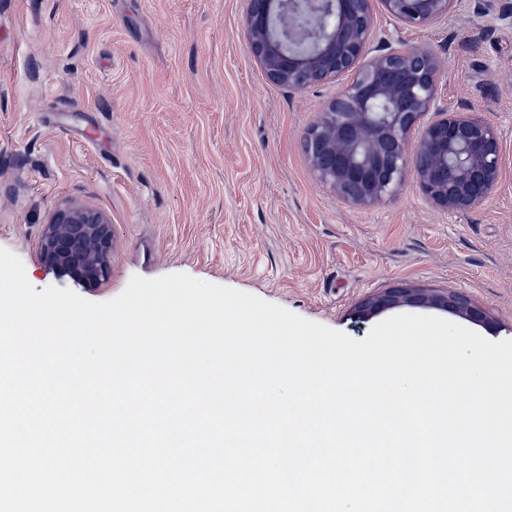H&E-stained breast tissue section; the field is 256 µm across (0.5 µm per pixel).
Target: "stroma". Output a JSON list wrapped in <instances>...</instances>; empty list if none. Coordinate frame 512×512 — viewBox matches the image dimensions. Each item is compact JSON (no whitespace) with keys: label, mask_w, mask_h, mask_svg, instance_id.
<instances>
[{"label":"stroma","mask_w":512,"mask_h":512,"mask_svg":"<svg viewBox=\"0 0 512 512\" xmlns=\"http://www.w3.org/2000/svg\"><path fill=\"white\" fill-rule=\"evenodd\" d=\"M250 0H0V247L36 290L94 302L132 276L185 273L254 294L361 340L398 314L512 339V22L458 0L423 27L376 17L375 41L439 57L438 103L498 130L500 179L463 214L432 206L415 173L369 205L313 173L305 140L335 83L302 94L268 80L248 49ZM105 213L109 274L85 288L46 267L42 229L66 203ZM392 288L457 292L485 321L400 305Z\"/></svg>","instance_id":"stroma-1"}]
</instances>
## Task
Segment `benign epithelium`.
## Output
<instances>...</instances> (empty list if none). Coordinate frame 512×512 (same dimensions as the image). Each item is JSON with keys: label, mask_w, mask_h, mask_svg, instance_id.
Returning <instances> with one entry per match:
<instances>
[{"label": "benign epithelium", "mask_w": 512, "mask_h": 512, "mask_svg": "<svg viewBox=\"0 0 512 512\" xmlns=\"http://www.w3.org/2000/svg\"><path fill=\"white\" fill-rule=\"evenodd\" d=\"M458 0H251L248 48L267 78L296 93L324 82L338 91L305 142L313 171L343 200L365 205L393 191L412 169L420 191L449 213L466 212L497 187L502 164L496 128L461 108L437 105L439 61L428 48L382 41L368 57L375 5L396 22L423 26ZM434 116L423 121L428 113ZM112 224L97 210L67 204L45 225L44 265L91 288L108 274ZM402 302L433 305L482 321L464 295L393 288L366 297L369 316Z\"/></svg>", "instance_id": "7a95c632"}]
</instances>
